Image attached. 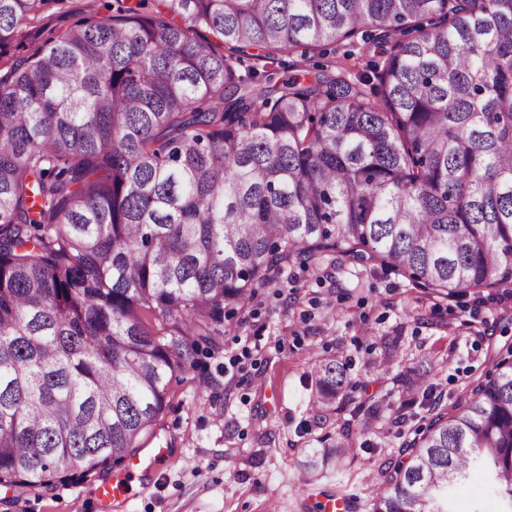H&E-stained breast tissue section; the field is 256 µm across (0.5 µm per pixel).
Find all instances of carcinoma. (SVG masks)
Segmentation results:
<instances>
[{
    "label": "carcinoma",
    "mask_w": 512,
    "mask_h": 512,
    "mask_svg": "<svg viewBox=\"0 0 512 512\" xmlns=\"http://www.w3.org/2000/svg\"><path fill=\"white\" fill-rule=\"evenodd\" d=\"M146 5L0 75L1 482L126 459L228 310L294 265L334 253L483 305L512 287V0ZM39 8L0 0V56ZM332 44L369 72L315 62L280 82L234 63ZM491 365L451 409L426 403L372 512H455L474 471L512 512V339ZM312 377L316 409L347 399L342 357ZM352 451L345 436L322 463Z\"/></svg>",
    "instance_id": "cac0c4a2"
}]
</instances>
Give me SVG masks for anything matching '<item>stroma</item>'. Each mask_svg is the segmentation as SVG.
I'll return each instance as SVG.
<instances>
[{"label":"stroma","mask_w":512,"mask_h":512,"mask_svg":"<svg viewBox=\"0 0 512 512\" xmlns=\"http://www.w3.org/2000/svg\"><path fill=\"white\" fill-rule=\"evenodd\" d=\"M116 0H43L18 55L61 34L84 17L111 18ZM492 308L467 298L433 300L394 271L326 258L320 269L296 267L282 283L259 289L246 311L227 319L232 333L218 351L170 386L169 406L136 452L141 488L116 512H315L322 496L346 485L356 512H371L369 489L382 483L380 464L425 426L417 395L403 394L398 374L420 358L440 363L426 378L443 405L490 368L503 344ZM397 336L396 364L382 369L380 337ZM350 362V401L319 412L312 405L311 367L319 357ZM382 402L378 419L352 410ZM406 404L411 420L399 419ZM355 452L344 469L322 464L341 433ZM113 466L65 478L53 490L0 484V512H98L97 487Z\"/></svg>","instance_id":"obj_1"}]
</instances>
